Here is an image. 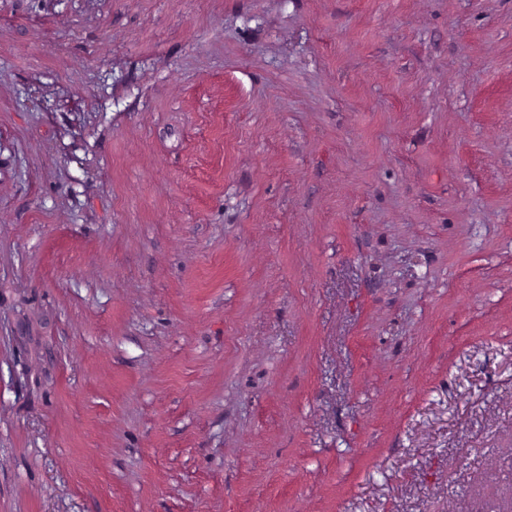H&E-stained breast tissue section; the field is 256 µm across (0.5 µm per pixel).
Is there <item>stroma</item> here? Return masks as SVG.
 <instances>
[{
  "instance_id": "1",
  "label": "stroma",
  "mask_w": 512,
  "mask_h": 512,
  "mask_svg": "<svg viewBox=\"0 0 512 512\" xmlns=\"http://www.w3.org/2000/svg\"><path fill=\"white\" fill-rule=\"evenodd\" d=\"M0 512H512V0H0Z\"/></svg>"
}]
</instances>
